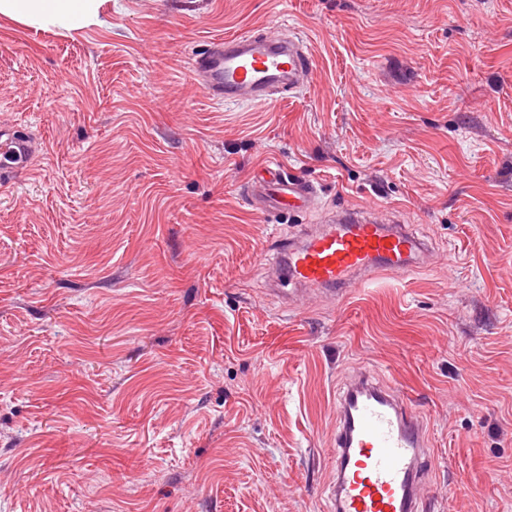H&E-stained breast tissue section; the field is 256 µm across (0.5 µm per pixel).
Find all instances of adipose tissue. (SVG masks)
I'll return each mask as SVG.
<instances>
[{
    "mask_svg": "<svg viewBox=\"0 0 512 512\" xmlns=\"http://www.w3.org/2000/svg\"><path fill=\"white\" fill-rule=\"evenodd\" d=\"M103 0H0V16L78 30L98 19Z\"/></svg>",
    "mask_w": 512,
    "mask_h": 512,
    "instance_id": "1",
    "label": "adipose tissue"
}]
</instances>
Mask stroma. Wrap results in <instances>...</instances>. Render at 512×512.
<instances>
[{"mask_svg": "<svg viewBox=\"0 0 512 512\" xmlns=\"http://www.w3.org/2000/svg\"><path fill=\"white\" fill-rule=\"evenodd\" d=\"M0 16V512H325L336 398L406 392L426 512H512V0H104ZM293 31L313 73L212 100L204 41ZM270 163L314 209L257 213ZM372 209L430 246L343 304L269 295L281 245ZM103 0H0V16L28 25L82 29L99 20ZM1 149H5L7 153L6 160L1 170V175L7 174L10 171H14V164H22L28 162L34 155L36 147L34 143L23 137H11L7 140Z\"/></svg>", "mask_w": 512, "mask_h": 512, "instance_id": "stroma-1", "label": "stroma"}]
</instances>
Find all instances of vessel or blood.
Masks as SVG:
<instances>
[{
	"instance_id": "1",
	"label": "vessel or blood",
	"mask_w": 512,
	"mask_h": 512,
	"mask_svg": "<svg viewBox=\"0 0 512 512\" xmlns=\"http://www.w3.org/2000/svg\"><path fill=\"white\" fill-rule=\"evenodd\" d=\"M189 66L208 93L227 103L264 104L294 93L313 69L297 34L229 36L208 41ZM13 171L36 148L30 139L4 144ZM259 212L312 208L316 190L283 166H266L250 185ZM425 245L405 226L380 223L367 209L337 211L285 249L290 298L317 291L337 301L378 276L413 272ZM336 480L330 512H423L420 490L435 466L428 433L411 405L369 372L353 375L336 400Z\"/></svg>"
}]
</instances>
